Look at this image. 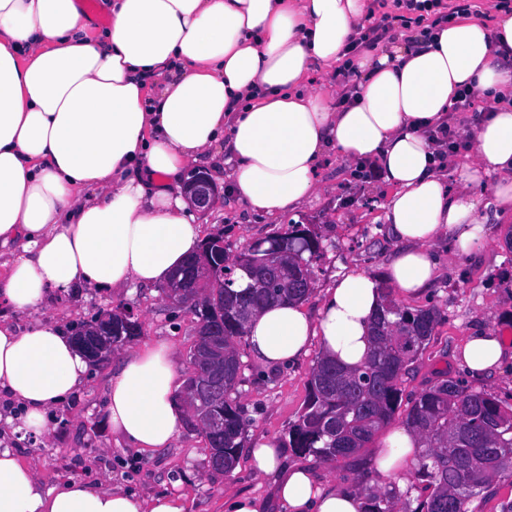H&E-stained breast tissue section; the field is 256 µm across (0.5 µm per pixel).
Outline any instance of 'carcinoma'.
Segmentation results:
<instances>
[{"mask_svg": "<svg viewBox=\"0 0 512 512\" xmlns=\"http://www.w3.org/2000/svg\"><path fill=\"white\" fill-rule=\"evenodd\" d=\"M325 236L316 224L289 223L285 231L257 239L238 257L212 250L218 295L191 302L198 321L224 324L222 396L197 415L224 419V435L208 441L224 455V472L233 470L247 442V427L235 397L243 363L236 344L245 337L241 311L255 312L308 296L305 277L324 253ZM442 319L439 309L401 307L385 289L372 326L373 348L366 360L345 367L318 358L307 385L302 412L288 427L280 447L322 462L348 463L370 447L402 405L403 377L426 349ZM404 422L420 436V482L405 490L370 484L359 475L355 485L366 500L365 512H471L469 504L487 497L494 481L512 477V406L485 388L442 381L411 400Z\"/></svg>", "mask_w": 512, "mask_h": 512, "instance_id": "cac0c4a2", "label": "carcinoma"}]
</instances>
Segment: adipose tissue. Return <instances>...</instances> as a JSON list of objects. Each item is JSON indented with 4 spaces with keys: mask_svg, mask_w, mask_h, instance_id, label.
Segmentation results:
<instances>
[{
    "mask_svg": "<svg viewBox=\"0 0 512 512\" xmlns=\"http://www.w3.org/2000/svg\"><path fill=\"white\" fill-rule=\"evenodd\" d=\"M107 26L79 0H0V305L31 317L0 321V397L41 434L50 410L73 399L91 364L68 330L46 317L50 294L165 284L204 239L184 186L191 168L228 179L230 199L278 223L323 188L322 160L376 165L389 189L383 221L395 245L383 275L349 273L316 309L268 307L247 326L254 361L284 368L312 342L345 366L362 363L391 285L406 298L439 277L440 238L458 258L512 217V12L461 18L428 37L352 51L366 0H104ZM352 60L351 96L312 84L313 69ZM494 99L475 116L473 150L442 166L432 136L447 128L460 86ZM456 170L449 181L448 170ZM506 355L488 331L458 361L495 374ZM177 356L166 341L130 348L112 364L105 418L129 447H171ZM418 437L397 426L372 453L381 478L406 487ZM255 475H277L283 512H364L355 488L287 464L274 441L246 451ZM185 501L78 481L44 488L36 470L0 449V512H186Z\"/></svg>",
    "mask_w": 512,
    "mask_h": 512,
    "instance_id": "adipose-tissue-1",
    "label": "adipose tissue"
}]
</instances>
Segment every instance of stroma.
Instances as JSON below:
<instances>
[{
	"label": "stroma",
	"mask_w": 512,
	"mask_h": 512,
	"mask_svg": "<svg viewBox=\"0 0 512 512\" xmlns=\"http://www.w3.org/2000/svg\"><path fill=\"white\" fill-rule=\"evenodd\" d=\"M321 174L323 191L283 216L287 222L319 225L326 237L306 299L311 308L316 307L321 289L334 276L354 270L381 273L393 249L381 218L385 198L375 180L345 179L339 162L333 159L323 164ZM197 221L206 233L223 235L224 251L231 258L254 240L277 230L276 225L233 203L214 205L198 214ZM400 304L409 308L433 306L442 313L431 343L406 377L405 397L444 380H464L477 389L485 386L467 377L453 353L467 336L481 329L496 331L512 345V223L497 225L492 239L450 262L431 294L404 298ZM119 306L130 308L141 322L142 341L164 340L175 348L179 374L188 378L196 317L189 309L168 304L160 289L127 288L114 294L81 288L51 299L48 312L60 324L75 327L99 311ZM238 350L244 367L237 400L250 421L249 441L285 439L303 409L309 374L320 355L318 345H311L297 365L277 370L259 367L246 342H239ZM111 374V360L96 362L93 375L73 403L50 412L45 434L24 429L6 435L0 444L34 463L48 488L70 478L93 483L104 480L144 496H185L188 512H224L225 500L245 493L276 512L273 478L254 477L242 462L226 476L211 470L208 443L200 426H185L171 447L151 454L126 447L104 421Z\"/></svg>",
	"instance_id": "stroma-1"
}]
</instances>
